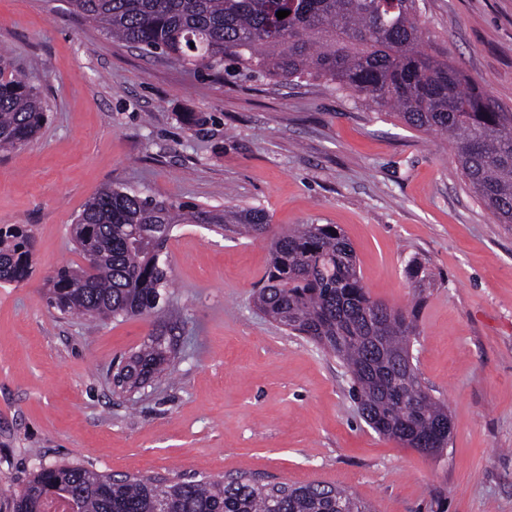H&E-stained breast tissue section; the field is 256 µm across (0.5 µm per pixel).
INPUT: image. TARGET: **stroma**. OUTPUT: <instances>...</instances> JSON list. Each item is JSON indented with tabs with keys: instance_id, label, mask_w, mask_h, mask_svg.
Instances as JSON below:
<instances>
[{
	"instance_id": "stroma-1",
	"label": "stroma",
	"mask_w": 512,
	"mask_h": 512,
	"mask_svg": "<svg viewBox=\"0 0 512 512\" xmlns=\"http://www.w3.org/2000/svg\"><path fill=\"white\" fill-rule=\"evenodd\" d=\"M436 49L512 112V0H418ZM0 52L48 120L0 151V224H28L35 271L0 282V512L40 467L230 477L355 492L375 512H512V228L470 192L447 140L319 82L198 71L112 39L66 0H0ZM203 208L256 207L283 231L335 224L372 299L416 307L414 362L444 402L442 456L360 416L341 362L268 320L266 240L198 224L168 242L171 315L102 324L49 307L83 264L70 226L107 186ZM435 274L415 295L411 262ZM173 369L114 387L150 337Z\"/></svg>"
}]
</instances>
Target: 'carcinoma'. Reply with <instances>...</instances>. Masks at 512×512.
I'll return each mask as SVG.
<instances>
[{"label": "carcinoma", "instance_id": "cac0c4a2", "mask_svg": "<svg viewBox=\"0 0 512 512\" xmlns=\"http://www.w3.org/2000/svg\"><path fill=\"white\" fill-rule=\"evenodd\" d=\"M73 11L119 40L221 74L224 63L271 80H321L357 95L376 112L437 134L454 146L466 184L502 224H512V112H504L444 53L432 50L416 0H68ZM290 14L278 19L276 13ZM25 76L0 53V150L24 146L47 121ZM178 224L243 237H270L266 285L255 305L271 320L335 355L352 380L362 418L379 434L417 446L447 407L400 353L417 335L416 309L372 299L350 240L336 224H298L270 235L258 208L205 210L118 186L100 190L71 225L87 264L47 279V303L77 318L105 321L163 313L170 268L161 260ZM25 224L0 225V282L34 272ZM423 286L433 273L412 262ZM138 379L166 374L165 340L153 336L131 356ZM72 512H372L351 492L321 483L288 484L247 474L224 481L102 474L74 463L38 470L12 497V512H45L49 495Z\"/></svg>", "mask_w": 512, "mask_h": 512}]
</instances>
